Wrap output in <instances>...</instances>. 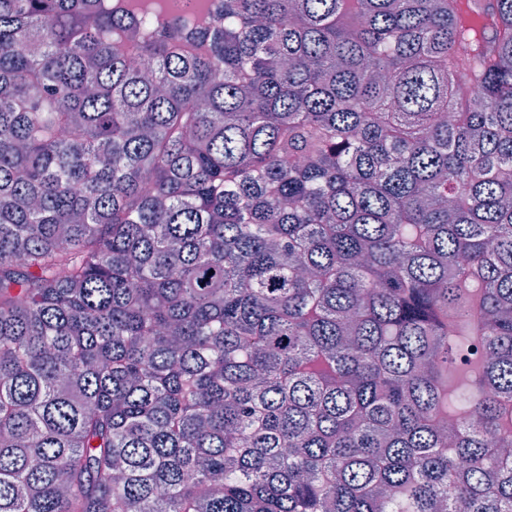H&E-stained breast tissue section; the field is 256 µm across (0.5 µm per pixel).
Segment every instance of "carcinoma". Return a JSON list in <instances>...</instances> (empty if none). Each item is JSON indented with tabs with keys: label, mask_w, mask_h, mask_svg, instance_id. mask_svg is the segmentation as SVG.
I'll list each match as a JSON object with an SVG mask.
<instances>
[{
	"label": "carcinoma",
	"mask_w": 512,
	"mask_h": 512,
	"mask_svg": "<svg viewBox=\"0 0 512 512\" xmlns=\"http://www.w3.org/2000/svg\"><path fill=\"white\" fill-rule=\"evenodd\" d=\"M459 500L512 512V0H0V512Z\"/></svg>",
	"instance_id": "obj_1"
}]
</instances>
